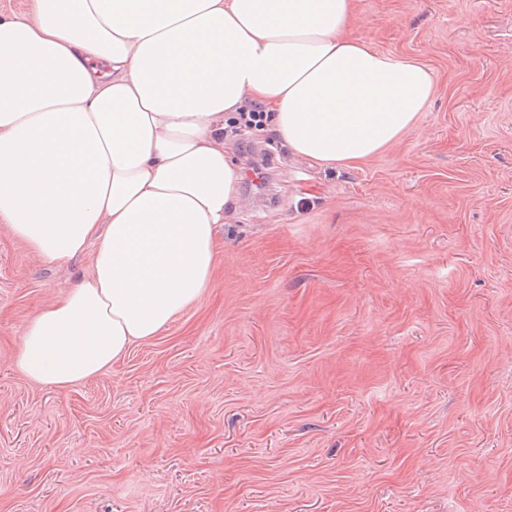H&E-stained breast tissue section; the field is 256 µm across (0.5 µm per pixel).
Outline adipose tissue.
<instances>
[{"instance_id": "adipose-tissue-1", "label": "adipose tissue", "mask_w": 512, "mask_h": 512, "mask_svg": "<svg viewBox=\"0 0 512 512\" xmlns=\"http://www.w3.org/2000/svg\"><path fill=\"white\" fill-rule=\"evenodd\" d=\"M353 21L354 0H30L0 18V221L49 262L97 246L27 325L24 374L91 378L201 297L238 193L224 122L246 101L329 168L413 129L431 70Z\"/></svg>"}]
</instances>
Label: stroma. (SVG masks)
I'll use <instances>...</instances> for the list:
<instances>
[{
	"label": "stroma",
	"mask_w": 512,
	"mask_h": 512,
	"mask_svg": "<svg viewBox=\"0 0 512 512\" xmlns=\"http://www.w3.org/2000/svg\"><path fill=\"white\" fill-rule=\"evenodd\" d=\"M436 79L415 127L324 168L272 127L201 299L97 377L15 364L92 268L0 222V512H512V0H355Z\"/></svg>",
	"instance_id": "obj_1"
}]
</instances>
